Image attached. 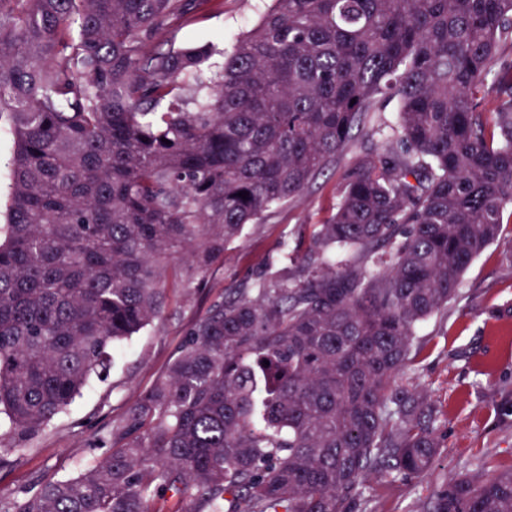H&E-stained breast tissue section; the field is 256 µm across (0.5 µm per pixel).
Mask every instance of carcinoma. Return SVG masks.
Segmentation results:
<instances>
[{
    "mask_svg": "<svg viewBox=\"0 0 512 512\" xmlns=\"http://www.w3.org/2000/svg\"><path fill=\"white\" fill-rule=\"evenodd\" d=\"M214 2L0 0V416L17 444L161 317L169 280L197 287L354 129L384 151L288 261L211 301L94 431L101 456L3 512H350L368 474L411 482L440 455L435 409L397 378L512 211V0H273L220 64L167 39ZM421 512H512V469L445 481ZM14 150V140L7 122L0 120V201L2 209L6 203L9 184L8 160Z\"/></svg>",
    "mask_w": 512,
    "mask_h": 512,
    "instance_id": "1",
    "label": "carcinoma"
}]
</instances>
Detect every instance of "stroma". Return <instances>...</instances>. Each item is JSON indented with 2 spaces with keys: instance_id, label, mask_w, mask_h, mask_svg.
Masks as SVG:
<instances>
[{
  "instance_id": "35a3bbf8",
  "label": "stroma",
  "mask_w": 512,
  "mask_h": 512,
  "mask_svg": "<svg viewBox=\"0 0 512 512\" xmlns=\"http://www.w3.org/2000/svg\"><path fill=\"white\" fill-rule=\"evenodd\" d=\"M269 0H224L192 15L174 29L178 46L212 41L228 49L233 38L253 26ZM361 144L337 157L305 193L251 225L245 237L225 251L219 271L196 295L170 291L161 318L126 342L106 379L91 378L81 396L33 441L12 451L0 468V503L11 504L34 482L77 475L99 454L91 443L94 427L111 423L132 405L165 369L184 331L224 289L255 276L303 224H319L333 212L347 170L367 159ZM502 240L487 247L465 272L459 295L429 319L421 332L423 348L402 375V383L423 390L441 412L444 446L431 471L405 482L367 476L355 512H419L438 484L472 473L512 469V217L504 219Z\"/></svg>"
}]
</instances>
